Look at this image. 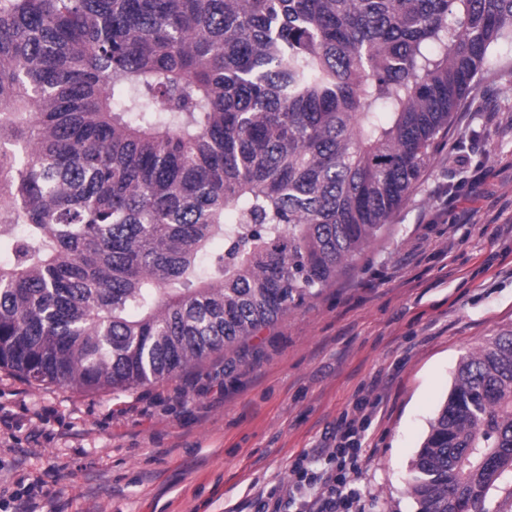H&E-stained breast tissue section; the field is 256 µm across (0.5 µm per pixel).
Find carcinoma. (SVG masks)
<instances>
[{
    "instance_id": "obj_1",
    "label": "carcinoma",
    "mask_w": 512,
    "mask_h": 512,
    "mask_svg": "<svg viewBox=\"0 0 512 512\" xmlns=\"http://www.w3.org/2000/svg\"><path fill=\"white\" fill-rule=\"evenodd\" d=\"M506 43L512 0H0V369L128 389L274 325L391 231ZM413 471L419 512L512 481V329Z\"/></svg>"
}]
</instances>
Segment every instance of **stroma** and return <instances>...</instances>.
<instances>
[{"instance_id": "35a3bbf8", "label": "stroma", "mask_w": 512, "mask_h": 512, "mask_svg": "<svg viewBox=\"0 0 512 512\" xmlns=\"http://www.w3.org/2000/svg\"><path fill=\"white\" fill-rule=\"evenodd\" d=\"M511 67L501 45L356 275L237 348L129 390L0 369V512L19 490L34 512H259L273 492L298 512L313 489L294 466L345 415L355 512H417L412 461L460 360L512 329Z\"/></svg>"}]
</instances>
